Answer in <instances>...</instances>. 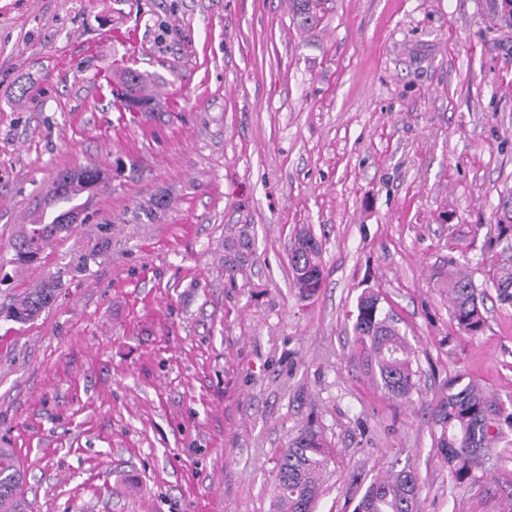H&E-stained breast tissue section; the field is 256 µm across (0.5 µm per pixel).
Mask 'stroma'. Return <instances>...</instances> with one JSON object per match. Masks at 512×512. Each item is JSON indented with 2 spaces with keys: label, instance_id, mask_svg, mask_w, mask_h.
<instances>
[{
  "label": "stroma",
  "instance_id": "1",
  "mask_svg": "<svg viewBox=\"0 0 512 512\" xmlns=\"http://www.w3.org/2000/svg\"><path fill=\"white\" fill-rule=\"evenodd\" d=\"M323 7L304 29L289 0H0V307L61 276L34 321L0 317V448L28 512H272L306 424L333 448L314 512H353L393 466L421 476L418 512H512V429L460 483L442 422L460 371L512 413V304L486 288L473 336L446 288L512 257V18L501 0ZM120 62L151 111L113 106ZM86 166L103 182L84 223L13 264L45 186ZM302 224L324 270L306 300ZM368 289L414 352L408 398L354 355ZM295 238L304 241L303 248L292 252L289 258V265L293 273V287L303 297L322 287L323 266L321 261V244L305 225L296 228ZM296 272H302L301 275ZM314 287V288H311Z\"/></svg>",
  "mask_w": 512,
  "mask_h": 512
}]
</instances>
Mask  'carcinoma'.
Here are the masks:
<instances>
[{
  "instance_id": "1",
  "label": "carcinoma",
  "mask_w": 512,
  "mask_h": 512,
  "mask_svg": "<svg viewBox=\"0 0 512 512\" xmlns=\"http://www.w3.org/2000/svg\"><path fill=\"white\" fill-rule=\"evenodd\" d=\"M321 0H293L299 24H314ZM145 78L135 69L127 68L112 86L114 102L130 110L149 112V98L142 94ZM100 183L94 167L63 170L45 189V208L38 212L35 223L20 231L14 244L12 262L29 265L35 262L49 241L68 230L65 220L84 210L80 202L83 193ZM498 213L502 235L512 229V191L500 199ZM295 238L303 248L292 252L289 265L295 276L293 287L300 295L322 287L323 266L321 244L306 226L295 230ZM235 255L224 261L232 276L246 261L245 242L234 244ZM487 286L493 288L500 301L512 304V265L502 263L488 270ZM59 285L50 276L29 289L24 296L0 313L7 320L26 323L48 307L55 299ZM478 287L470 274L456 271L448 274V303L452 319L459 330L474 335L482 330L485 318L479 305ZM381 298L374 293L360 296L354 331L357 335L356 355L373 368L383 389L394 397H405L415 385L411 348L395 326L390 313L382 312ZM463 375L448 380V397L443 419L448 422V468L456 481L471 478L493 427L506 424L512 427V413L502 414L496 402L488 399L472 383H462ZM331 449L323 435L306 425L289 440L277 463L273 512H313L319 494L321 475L330 458ZM26 475L13 449L0 448V512H27L23 488ZM422 483L414 470L404 467L384 478L369 483L354 512H415Z\"/></svg>"
}]
</instances>
